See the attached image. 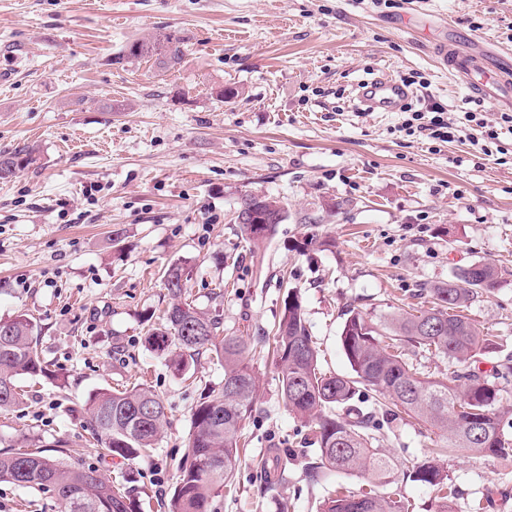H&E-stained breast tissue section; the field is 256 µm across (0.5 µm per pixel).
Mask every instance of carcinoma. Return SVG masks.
<instances>
[{
    "instance_id": "obj_1",
    "label": "carcinoma",
    "mask_w": 512,
    "mask_h": 512,
    "mask_svg": "<svg viewBox=\"0 0 512 512\" xmlns=\"http://www.w3.org/2000/svg\"><path fill=\"white\" fill-rule=\"evenodd\" d=\"M153 58L168 70L183 59V42L173 34H152L133 42L127 58ZM5 168L0 180L10 179L36 163V150L18 146L1 151ZM189 272L179 261L165 272L170 302L163 323L149 331L145 346L165 357L179 374L195 368L204 355L224 365V385L204 394L191 415L188 454L179 466L168 512H216L220 490L234 482L240 462L243 424L253 411L258 388L250 352L267 351L278 368L281 398L288 411L310 427L315 451L305 462L313 481L325 474L360 477L371 485L366 493L338 488L319 503L317 512H409L405 498L385 487L393 483L397 464L380 448L383 423L401 415L440 432L445 442L436 453L488 455L512 461V438L505 427L512 419L502 411L503 394L512 382V360L499 362L490 375L472 364L492 345L484 329L464 315L477 298L495 289L497 268L489 263L459 270L454 278L416 290L427 298L426 310L400 309L375 322L356 308L345 311L340 333L349 372L321 369L319 350L307 326L299 296L291 291L282 317L271 336L256 345L243 337L224 334L217 317L195 307L180 283ZM39 326L20 314L0 321V411L24 399L20 381L48 376L50 369L39 348ZM448 359V375L436 376L423 359ZM372 395L375 408L359 403ZM78 412L85 419L100 451L132 459L145 455L166 423L165 405L144 384L124 390L101 389L88 396ZM406 477L436 492V512H453L456 496L448 475L426 459L405 471ZM0 481L22 488L50 491L63 512H147L151 501L135 502L113 486L94 467L72 468L33 449L0 451ZM81 494L74 506L69 493Z\"/></svg>"
}]
</instances>
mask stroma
Wrapping results in <instances>:
<instances>
[{
    "label": "stroma",
    "mask_w": 512,
    "mask_h": 512,
    "mask_svg": "<svg viewBox=\"0 0 512 512\" xmlns=\"http://www.w3.org/2000/svg\"><path fill=\"white\" fill-rule=\"evenodd\" d=\"M442 20L462 42L512 45V0H0V151L38 154L0 180V320L32 316L66 381L23 380L24 401L0 414V450L39 448L169 502L192 410L224 382L210 356L191 383L143 344L178 259L191 269L190 300L229 335L271 333L297 290L333 373L348 370L346 307L376 321L413 304L415 289L489 262L499 284L466 314L495 338L481 370L512 357V123L437 66L429 48ZM162 29L182 38L180 65L125 59L130 42ZM383 71L418 75L407 111L357 108L356 85ZM434 102L461 140L407 130V112ZM478 109L495 139L468 121ZM248 193L288 210L258 245L232 221ZM253 366L260 388L222 512H313L336 486L365 491L350 475L306 479L309 430L285 407L274 363ZM143 381L166 408L156 447L101 458L75 406ZM383 433L396 488L412 512H434L432 490L403 472L433 456L438 435L407 417ZM436 459L457 490L454 512H512V462ZM0 512L61 505L0 482Z\"/></svg>",
    "instance_id": "stroma-1"
}]
</instances>
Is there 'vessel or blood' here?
<instances>
[{"mask_svg": "<svg viewBox=\"0 0 512 512\" xmlns=\"http://www.w3.org/2000/svg\"><path fill=\"white\" fill-rule=\"evenodd\" d=\"M443 29L445 34L434 47L440 65L449 73L470 80L475 95L512 106V49L498 48L491 53L477 50L459 40L451 24H444ZM411 94L409 87L384 72L358 84L356 98L363 111L395 112Z\"/></svg>", "mask_w": 512, "mask_h": 512, "instance_id": "1", "label": "vessel or blood"}]
</instances>
